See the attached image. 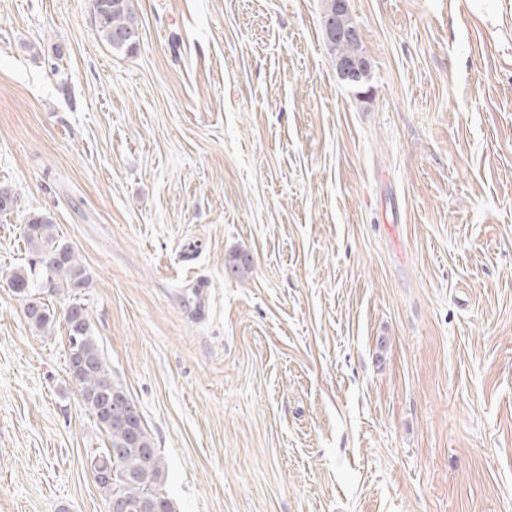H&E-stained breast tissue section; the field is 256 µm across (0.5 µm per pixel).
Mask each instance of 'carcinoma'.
Instances as JSON below:
<instances>
[{"mask_svg":"<svg viewBox=\"0 0 512 512\" xmlns=\"http://www.w3.org/2000/svg\"><path fill=\"white\" fill-rule=\"evenodd\" d=\"M97 33L112 50L129 52L136 47L139 35L134 0H92ZM334 56H353L363 52L361 39L327 43ZM23 237L34 256L32 265L12 274L10 287L23 304L25 318L36 328L55 325V311L37 296L45 288L58 285L82 288L87 274L71 248L61 243L56 226L46 215H37L24 225ZM68 351L79 352L90 364L86 373L71 379L80 388L87 408L108 436L109 446L91 457L112 473L108 483L100 484L108 503L116 500L137 505L136 512H172L171 502L156 491L163 477L162 461L154 440L144 425L142 415L123 384L107 365L102 349L93 336L85 305L72 302L63 314ZM119 393L125 399V418L135 426L130 434L123 425L104 419L89 401V396L111 398Z\"/></svg>","mask_w":512,"mask_h":512,"instance_id":"cac0c4a2","label":"carcinoma"}]
</instances>
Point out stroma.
<instances>
[{
	"label": "stroma",
	"instance_id": "35a3bbf8",
	"mask_svg": "<svg viewBox=\"0 0 512 512\" xmlns=\"http://www.w3.org/2000/svg\"><path fill=\"white\" fill-rule=\"evenodd\" d=\"M323 3L0 0V512H108L40 214L173 512H512V0H351L361 96ZM97 33L112 50L132 51L137 44L139 27L134 0H92ZM23 237L35 258L29 269L14 272L9 284L23 304L28 323L45 330L54 327L56 314L36 293L45 288L53 291L59 284L67 289L82 288L86 284L87 274L71 248L61 243L56 226L48 216L37 215L28 220L24 225Z\"/></svg>",
	"mask_w": 512,
	"mask_h": 512
}]
</instances>
